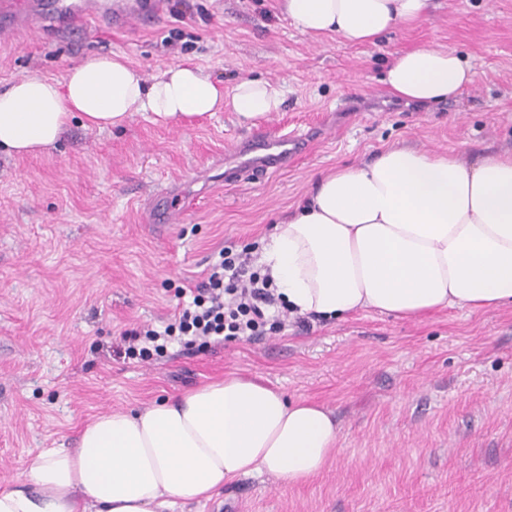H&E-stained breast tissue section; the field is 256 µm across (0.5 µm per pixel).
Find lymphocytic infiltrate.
Returning <instances> with one entry per match:
<instances>
[{
    "instance_id": "obj_1",
    "label": "lymphocytic infiltrate",
    "mask_w": 512,
    "mask_h": 512,
    "mask_svg": "<svg viewBox=\"0 0 512 512\" xmlns=\"http://www.w3.org/2000/svg\"><path fill=\"white\" fill-rule=\"evenodd\" d=\"M176 294L182 302L164 326L144 325L123 332L126 355L148 360L175 341L187 348L231 339L260 341L279 335L293 320L250 248L238 253L224 248L205 280L188 290L177 289ZM293 321L301 327L309 324L303 316Z\"/></svg>"
}]
</instances>
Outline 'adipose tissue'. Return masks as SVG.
<instances>
[{
    "label": "adipose tissue",
    "mask_w": 512,
    "mask_h": 512,
    "mask_svg": "<svg viewBox=\"0 0 512 512\" xmlns=\"http://www.w3.org/2000/svg\"><path fill=\"white\" fill-rule=\"evenodd\" d=\"M426 7L284 0L303 33L359 45L417 24ZM385 81L399 98L426 105L460 93L474 71L454 52L418 47L395 54ZM283 103L282 88L265 80H241L228 97L189 62L148 80L121 58L91 57L62 79L24 77L0 89V153L39 154L75 118L119 128L147 112L157 124L198 126L226 105L250 122ZM262 262L301 315L375 309L411 319L441 307L512 305V154L466 164L447 152L389 147L337 168L275 224ZM338 439L323 406L231 376L136 413L95 416L75 448L43 451L23 481L0 486V512H166L264 470L294 485L323 470Z\"/></svg>",
    "instance_id": "1"
}]
</instances>
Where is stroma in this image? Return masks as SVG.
Returning <instances> with one entry per match:
<instances>
[{
    "label": "stroma",
    "mask_w": 512,
    "mask_h": 512,
    "mask_svg": "<svg viewBox=\"0 0 512 512\" xmlns=\"http://www.w3.org/2000/svg\"><path fill=\"white\" fill-rule=\"evenodd\" d=\"M186 2L182 19L112 28L76 13L0 44L1 86L59 79L92 56L147 78L188 58L225 90L260 78L286 99L248 124L228 109L192 128L144 112L120 130L74 121L40 156L0 154V484L24 479L42 450L73 447L98 414L238 375L322 404L338 443L306 483L242 477L174 512H512L511 305L360 311L259 342L173 343L148 361L112 352L123 331L160 325L176 287L200 282L222 249L266 243L323 173L391 145L466 163L512 154V0H429L422 21L375 46L303 34L282 0ZM422 46L458 53L474 83L427 107L396 99L384 73ZM294 129L302 149L253 175L264 153L252 141Z\"/></svg>",
    "instance_id": "1"
}]
</instances>
